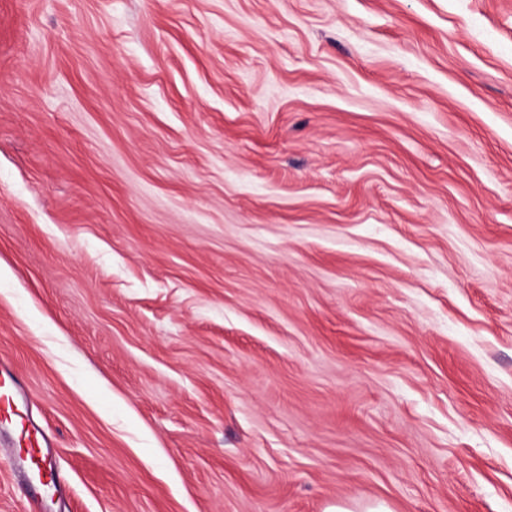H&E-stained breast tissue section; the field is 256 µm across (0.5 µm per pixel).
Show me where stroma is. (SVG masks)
Listing matches in <instances>:
<instances>
[{"instance_id": "1", "label": "stroma", "mask_w": 512, "mask_h": 512, "mask_svg": "<svg viewBox=\"0 0 512 512\" xmlns=\"http://www.w3.org/2000/svg\"><path fill=\"white\" fill-rule=\"evenodd\" d=\"M48 512H512V0H0V358ZM28 403V394L23 385L0 363V433H18L11 444H1V460L5 458L11 469L19 471L31 487L25 496L24 512H45L49 501L61 497L64 482L55 470L54 443L41 428L23 414L21 408ZM19 419V420H18ZM25 443V454L14 453L16 444ZM24 455V457H22Z\"/></svg>"}]
</instances>
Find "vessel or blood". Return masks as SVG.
I'll return each mask as SVG.
<instances>
[{
    "mask_svg": "<svg viewBox=\"0 0 512 512\" xmlns=\"http://www.w3.org/2000/svg\"><path fill=\"white\" fill-rule=\"evenodd\" d=\"M28 394L13 373L0 363V431L17 434L26 446L25 454L13 452L11 446L0 448L11 469L19 471L30 486L23 512H46L49 501L62 496L64 482L55 470L54 443L41 428L23 414Z\"/></svg>",
    "mask_w": 512,
    "mask_h": 512,
    "instance_id": "vessel-or-blood-1",
    "label": "vessel or blood"
}]
</instances>
